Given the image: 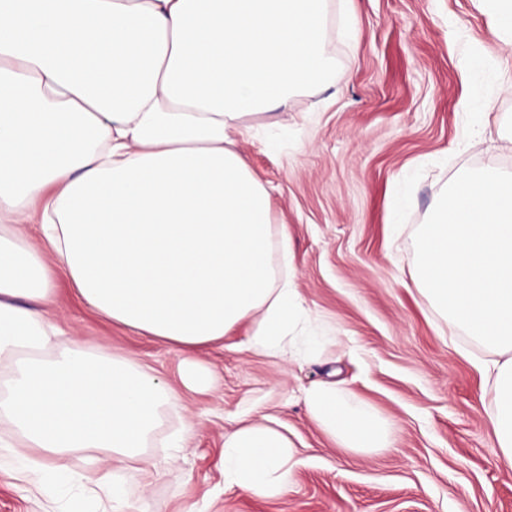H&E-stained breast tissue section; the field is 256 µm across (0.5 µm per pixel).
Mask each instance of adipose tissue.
<instances>
[{"label": "adipose tissue", "mask_w": 512, "mask_h": 512, "mask_svg": "<svg viewBox=\"0 0 512 512\" xmlns=\"http://www.w3.org/2000/svg\"><path fill=\"white\" fill-rule=\"evenodd\" d=\"M327 0H0V448L33 495L49 462L105 452L140 460L179 398L144 366L62 345L49 315L67 278L87 307L184 351L250 320V346L281 354L307 312L264 186L236 142L252 116L329 77ZM431 307L485 351L488 423L512 468V176L454 185L418 242ZM346 448L389 445L388 425L345 391L306 393ZM299 461L276 427L225 432L224 487L277 497Z\"/></svg>", "instance_id": "adipose-tissue-1"}]
</instances>
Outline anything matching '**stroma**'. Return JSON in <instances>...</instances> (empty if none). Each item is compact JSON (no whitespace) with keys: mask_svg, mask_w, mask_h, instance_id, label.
<instances>
[{"mask_svg":"<svg viewBox=\"0 0 512 512\" xmlns=\"http://www.w3.org/2000/svg\"><path fill=\"white\" fill-rule=\"evenodd\" d=\"M333 73L289 111L254 117L237 148L270 194L290 255L275 260L321 341L271 357L250 323L195 358L214 379L187 390L179 351L92 312L59 280L52 316L65 339L149 368L181 399L124 469L131 512H512L477 344L417 289V241L464 173L512 174V48L485 0H328ZM335 383L370 404L390 445L343 447L309 416L304 392ZM270 417L301 460L284 495L224 487V433ZM185 448L167 441L184 424ZM9 458L0 512H43Z\"/></svg>","mask_w":512,"mask_h":512,"instance_id":"stroma-1","label":"stroma"}]
</instances>
